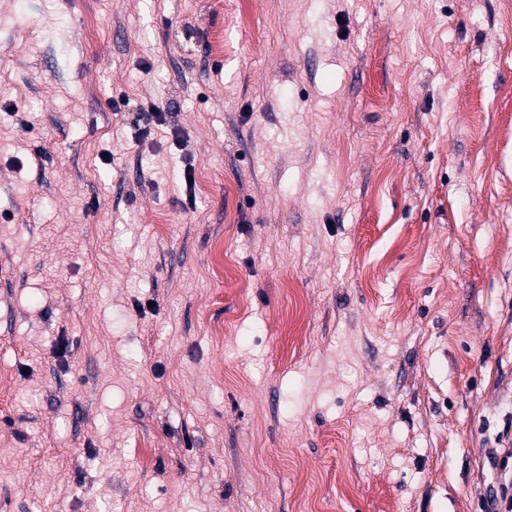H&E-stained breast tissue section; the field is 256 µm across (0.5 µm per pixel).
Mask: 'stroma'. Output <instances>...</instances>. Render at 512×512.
Segmentation results:
<instances>
[{"instance_id":"35a3bbf8","label":"stroma","mask_w":512,"mask_h":512,"mask_svg":"<svg viewBox=\"0 0 512 512\" xmlns=\"http://www.w3.org/2000/svg\"><path fill=\"white\" fill-rule=\"evenodd\" d=\"M506 12L0 0V512H492Z\"/></svg>"}]
</instances>
